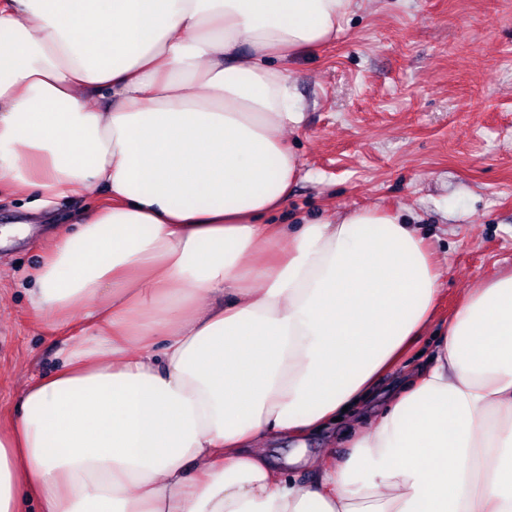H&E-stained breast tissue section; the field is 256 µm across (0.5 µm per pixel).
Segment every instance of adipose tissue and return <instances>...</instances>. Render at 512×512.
<instances>
[{
	"instance_id": "adipose-tissue-1",
	"label": "adipose tissue",
	"mask_w": 512,
	"mask_h": 512,
	"mask_svg": "<svg viewBox=\"0 0 512 512\" xmlns=\"http://www.w3.org/2000/svg\"><path fill=\"white\" fill-rule=\"evenodd\" d=\"M353 2L0 0V186L107 200L32 272V315L79 334L0 425V512H512V271L436 330L402 213L266 221L301 173L278 62ZM430 333L346 458L272 463Z\"/></svg>"
}]
</instances>
